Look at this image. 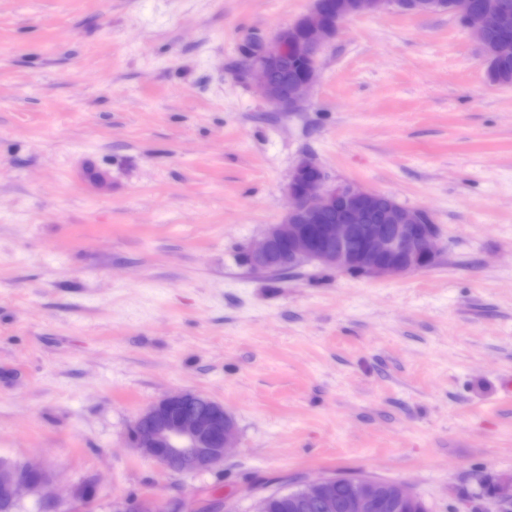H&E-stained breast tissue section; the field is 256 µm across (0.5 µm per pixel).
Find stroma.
<instances>
[{"mask_svg": "<svg viewBox=\"0 0 512 512\" xmlns=\"http://www.w3.org/2000/svg\"><path fill=\"white\" fill-rule=\"evenodd\" d=\"M313 5L0 0V457L43 465L70 512H249L348 475L496 512L477 481L512 477V86L448 14L391 9L347 19L307 103L276 111L242 47ZM304 156L430 211L437 263L252 273ZM178 390L233 416L220 467L133 447Z\"/></svg>", "mask_w": 512, "mask_h": 512, "instance_id": "obj_1", "label": "stroma"}]
</instances>
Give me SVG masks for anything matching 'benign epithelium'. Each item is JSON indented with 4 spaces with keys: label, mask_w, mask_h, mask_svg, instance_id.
<instances>
[{
    "label": "benign epithelium",
    "mask_w": 512,
    "mask_h": 512,
    "mask_svg": "<svg viewBox=\"0 0 512 512\" xmlns=\"http://www.w3.org/2000/svg\"><path fill=\"white\" fill-rule=\"evenodd\" d=\"M330 0H314V7L273 36H254L244 52L257 94L279 112H294L305 102L318 77L324 46L333 41L341 24L351 18L395 8L425 14L419 0H339L336 20L326 19ZM453 17L470 28L480 43L485 63L500 53L486 40L496 19V3L486 0L475 9L471 0H451ZM292 56L306 61L304 72L282 84L271 78ZM288 210L277 224L267 226L258 244L248 249L247 262L257 273L291 271L316 264L374 279L397 278L426 270L438 254L439 228L429 211L399 203L393 196L349 180L330 178L308 157L292 168L287 186ZM204 412L190 409L197 402ZM135 448L174 473H201L219 466L234 447L238 430L224 406L191 391L166 394L147 407L133 426ZM51 475L28 462L0 466V494L12 501L36 498L43 512H65L66 506L43 496ZM334 477H324L287 492L299 508L311 504L320 512H379L398 510L418 501L402 482L365 477L350 480L347 496L336 500ZM499 512H512V479L498 486ZM114 512H156L150 497L112 502Z\"/></svg>",
    "instance_id": "obj_1"
}]
</instances>
